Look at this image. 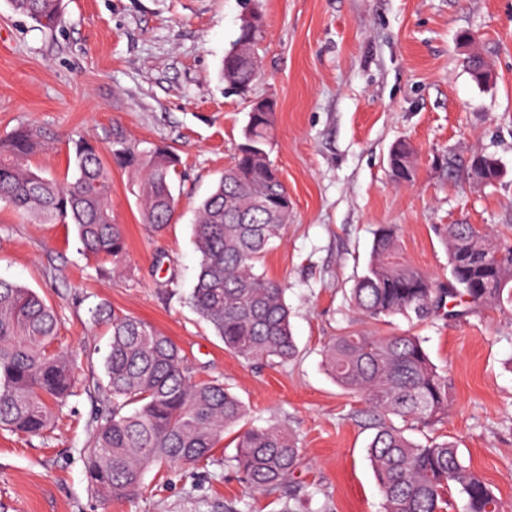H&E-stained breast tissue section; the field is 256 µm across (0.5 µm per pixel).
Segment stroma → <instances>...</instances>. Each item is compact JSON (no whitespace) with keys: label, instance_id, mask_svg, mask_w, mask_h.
<instances>
[{"label":"stroma","instance_id":"obj_1","mask_svg":"<svg viewBox=\"0 0 512 512\" xmlns=\"http://www.w3.org/2000/svg\"><path fill=\"white\" fill-rule=\"evenodd\" d=\"M61 23L39 27L0 0V137L22 124L54 134L32 165L67 170L76 133L110 151L112 135L174 148L177 206L163 231L141 221L136 177L112 170V211L123 224L120 269L86 257L73 226L41 224L0 207V278L31 288L54 308V345L79 353L78 383L44 437L0 430V512H281L287 496L248 493L224 459L146 471L140 492L104 499L87 482V450L103 406L109 334L103 307L169 336L199 380H217L244 403L248 425L291 429L300 448L294 487L313 512H383L367 447L364 402L326 373L322 350L342 329H362L350 290L368 264L373 232L401 227L399 251L438 282L448 277L443 224L512 235V0H64ZM263 19L262 71L248 96L226 88L224 54L248 8ZM493 65L474 82L461 32ZM278 104L270 159L293 203L267 274L286 285L295 361L246 362L224 349L189 303L199 256L192 221L228 166L251 101ZM417 151L409 185L390 178L400 140ZM494 154L505 170L476 187L436 159ZM380 336H421L452 386L447 419L412 425L424 443L454 441L512 512V317L467 322L396 317Z\"/></svg>","mask_w":512,"mask_h":512}]
</instances>
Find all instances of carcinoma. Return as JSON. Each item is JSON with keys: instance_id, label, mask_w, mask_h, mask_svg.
Listing matches in <instances>:
<instances>
[{"instance_id": "1", "label": "carcinoma", "mask_w": 512, "mask_h": 512, "mask_svg": "<svg viewBox=\"0 0 512 512\" xmlns=\"http://www.w3.org/2000/svg\"><path fill=\"white\" fill-rule=\"evenodd\" d=\"M12 10L52 29L63 0H9ZM263 33L239 30L227 52L224 82L236 89L259 76L257 45ZM275 113L249 110L233 161L196 209L193 243L199 254L190 303L224 343L248 362L283 364L297 346L286 288L263 271L266 254L292 219L288 190L270 160ZM45 129L20 125L0 138V203L45 224H72L86 255L110 259L119 268L125 236L112 212V175L99 146L87 137L67 143L72 175L62 178L30 163L54 148ZM112 161L138 176L143 222L155 230L171 223L178 159L164 145L132 142L115 133ZM495 156L477 152L460 165L442 158L450 174L470 179L503 178ZM393 180L411 184L417 176L413 147L390 149ZM448 246V280L440 288L406 262L398 249V228L374 233L371 259L350 296L365 321L401 316L409 322L435 317L463 321L485 311L512 315V239L472 224L443 228ZM55 310L36 291L0 278V429L41 436L75 386L74 358L51 348L57 335ZM104 357L107 410L96 420L87 450L86 479L106 498L138 493L145 471L214 458L224 431L246 416L241 400L218 381L197 382L179 347L151 324L110 317ZM422 337L404 332L376 336L343 330L323 349V366L344 390L362 398L377 416L367 448L383 512H448L454 495L467 512H502L484 478L466 464L448 440L420 444L395 421L423 426L448 416V375L430 361ZM299 462L296 436L279 426L248 428L236 437L229 463L243 474L247 490L271 494L292 481Z\"/></svg>"}]
</instances>
